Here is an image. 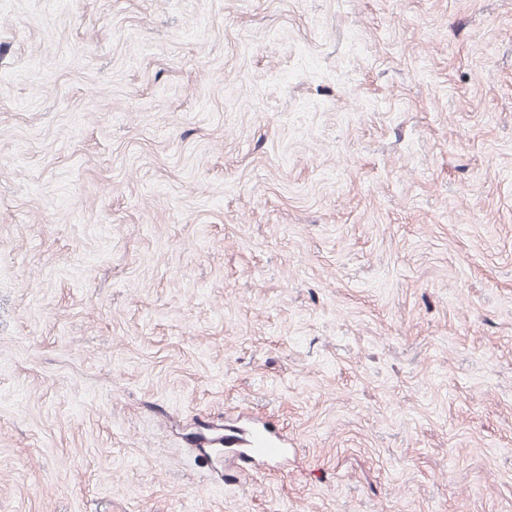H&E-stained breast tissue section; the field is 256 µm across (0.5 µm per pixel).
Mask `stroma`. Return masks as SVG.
<instances>
[{"label":"stroma","mask_w":512,"mask_h":512,"mask_svg":"<svg viewBox=\"0 0 512 512\" xmlns=\"http://www.w3.org/2000/svg\"><path fill=\"white\" fill-rule=\"evenodd\" d=\"M0 512H512V0H0ZM213 445L224 449L213 448L207 460L213 463L217 458H227L230 467L224 471L226 478L245 476L255 465L275 461L288 453L282 436L260 420L252 422L244 434L229 430V433L216 438Z\"/></svg>","instance_id":"1"}]
</instances>
